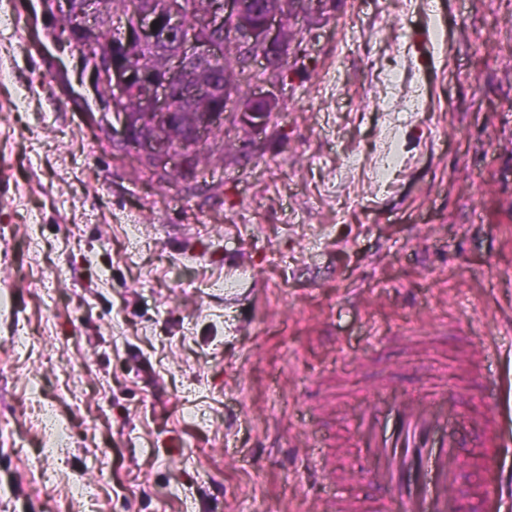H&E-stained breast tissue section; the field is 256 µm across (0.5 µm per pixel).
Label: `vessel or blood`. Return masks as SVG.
<instances>
[{"instance_id": "b4317fda", "label": "vessel or blood", "mask_w": 512, "mask_h": 512, "mask_svg": "<svg viewBox=\"0 0 512 512\" xmlns=\"http://www.w3.org/2000/svg\"><path fill=\"white\" fill-rule=\"evenodd\" d=\"M460 401V393L444 384L423 395L399 393L385 385L359 406L354 429L376 459L374 483L386 490L396 512H494L497 498L512 490V478L496 467L481 498L449 494V486L457 484L465 470L467 434H474L492 460L506 434L497 412L464 430Z\"/></svg>"}]
</instances>
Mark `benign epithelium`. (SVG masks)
Here are the masks:
<instances>
[{
  "mask_svg": "<svg viewBox=\"0 0 512 512\" xmlns=\"http://www.w3.org/2000/svg\"><path fill=\"white\" fill-rule=\"evenodd\" d=\"M41 15H68V29L56 28L80 55L82 69L104 111L112 140L133 149L140 163L157 175L179 169L200 174L198 158L210 147L209 127L221 119L206 99L215 94L231 101L239 97L241 71H226L221 83L209 81L211 69L232 51L250 61L288 55V0H277L258 14L255 0H218L206 12L190 18L188 0H163V8L135 4L130 18L104 17L98 0H40ZM157 28H152V25ZM108 32L104 45L81 48L89 30ZM133 40L144 46L172 44L161 60L160 75L138 80L134 68L117 60L121 45ZM135 96L138 111L126 112L121 103ZM270 94H252L242 115L254 126L265 123L275 109Z\"/></svg>",
  "mask_w": 512,
  "mask_h": 512,
  "instance_id": "obj_1",
  "label": "benign epithelium"
}]
</instances>
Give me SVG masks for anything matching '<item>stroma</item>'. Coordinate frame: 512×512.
<instances>
[{
    "label": "stroma",
    "mask_w": 512,
    "mask_h": 512,
    "mask_svg": "<svg viewBox=\"0 0 512 512\" xmlns=\"http://www.w3.org/2000/svg\"><path fill=\"white\" fill-rule=\"evenodd\" d=\"M37 2L0 0V512H331L382 495L372 387L459 386L467 429L512 410V0L294 9L287 79L254 62L223 161L169 182ZM44 407L75 431L57 463ZM276 106L275 99L271 94L253 93L246 99L242 108V115L254 126H262L270 110Z\"/></svg>",
    "instance_id": "obj_1"
}]
</instances>
